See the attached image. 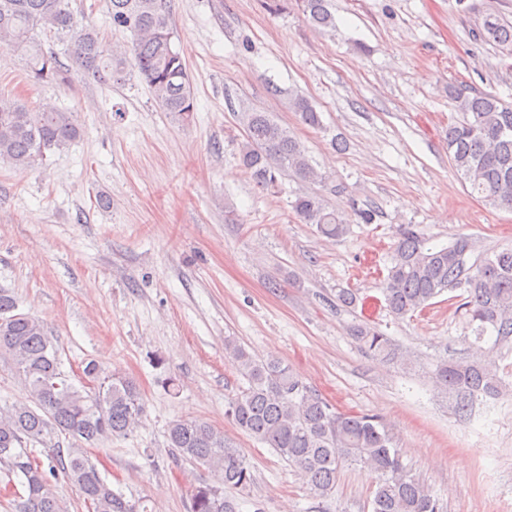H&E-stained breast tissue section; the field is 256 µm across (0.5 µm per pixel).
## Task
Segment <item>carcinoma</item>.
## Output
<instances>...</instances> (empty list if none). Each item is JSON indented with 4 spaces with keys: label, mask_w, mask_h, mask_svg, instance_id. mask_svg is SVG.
<instances>
[{
    "label": "carcinoma",
    "mask_w": 512,
    "mask_h": 512,
    "mask_svg": "<svg viewBox=\"0 0 512 512\" xmlns=\"http://www.w3.org/2000/svg\"><path fill=\"white\" fill-rule=\"evenodd\" d=\"M308 20L319 28L335 27L330 0H297ZM112 29L132 36L133 67L155 102L182 124L196 112L185 61L173 43L167 0H108ZM66 44L67 54L86 76L105 84H123L125 61L112 54L95 29L79 24L70 0H0V47L21 52L34 83L64 79L55 53L45 51L42 37ZM478 39L512 52V23L487 13L475 32ZM456 117L448 125V154L470 194L512 210V105L487 93L448 86ZM29 111L25 101L0 93V163L19 172L31 169L81 135L73 113L50 102ZM291 108L302 123L317 127L319 113L303 96ZM245 135L239 150L243 168L263 190L274 191L279 178L318 177L307 150L272 115L260 110L241 114ZM299 220L329 239L343 236L348 225L330 211L321 197L300 195L291 203ZM469 237L460 235L446 246H426L410 225L401 227L387 267L382 294L397 319L422 310L446 291L463 290L458 308L478 344L512 336V249L486 254L472 266ZM18 303L0 289V355L11 360L26 397L0 407V493L12 512H68L51 483L70 482L87 512H148L141 501H129L112 489L88 455L86 446L128 436L142 426L145 407L137 382L119 372L106 373L91 360L79 384L61 369L53 338L37 316L17 312ZM352 336L375 356L390 355V340L366 321ZM224 352L247 379L248 387L228 402L226 418L241 432L274 449L296 467L309 493L327 496L348 461L367 465L378 475L372 512H441L429 486L404 468L389 428L376 415L344 413L304 385L284 361L254 358L237 340L228 338ZM435 378L444 390L459 396L454 410L468 416L482 397L507 389L496 360L480 356L443 361ZM168 447L182 459L202 466L217 482L194 488L190 512H240L224 487L241 492L254 477L239 450L224 440V431L196 418L173 420ZM53 443L48 465L35 446Z\"/></svg>",
    "instance_id": "1"
}]
</instances>
